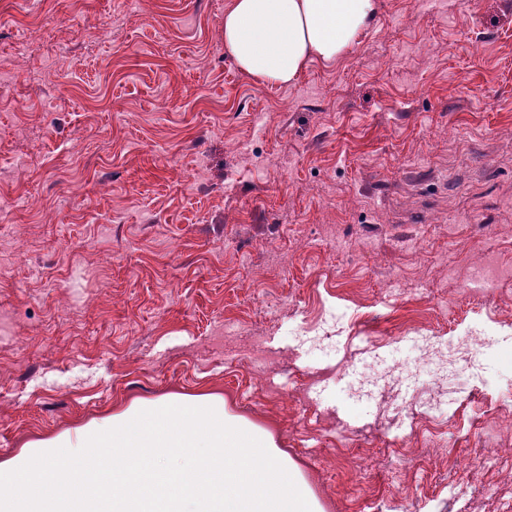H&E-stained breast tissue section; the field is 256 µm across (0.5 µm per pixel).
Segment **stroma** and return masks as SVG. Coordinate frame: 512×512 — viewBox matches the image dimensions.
Listing matches in <instances>:
<instances>
[{
	"label": "stroma",
	"mask_w": 512,
	"mask_h": 512,
	"mask_svg": "<svg viewBox=\"0 0 512 512\" xmlns=\"http://www.w3.org/2000/svg\"><path fill=\"white\" fill-rule=\"evenodd\" d=\"M229 3L0 0V461L206 390L323 512H512V282L464 292L512 264V0H382L285 87L225 55ZM468 328L479 390L348 392ZM512 279V267L505 265L493 253L487 254L484 259L474 266L469 273V297H474L477 288H491L502 281Z\"/></svg>",
	"instance_id": "1"
}]
</instances>
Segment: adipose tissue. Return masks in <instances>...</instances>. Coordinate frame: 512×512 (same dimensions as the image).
Returning <instances> with one entry per match:
<instances>
[{"instance_id": "1", "label": "adipose tissue", "mask_w": 512, "mask_h": 512, "mask_svg": "<svg viewBox=\"0 0 512 512\" xmlns=\"http://www.w3.org/2000/svg\"><path fill=\"white\" fill-rule=\"evenodd\" d=\"M381 0H231L224 51L269 86L296 82L312 61L346 55L376 20Z\"/></svg>"}]
</instances>
